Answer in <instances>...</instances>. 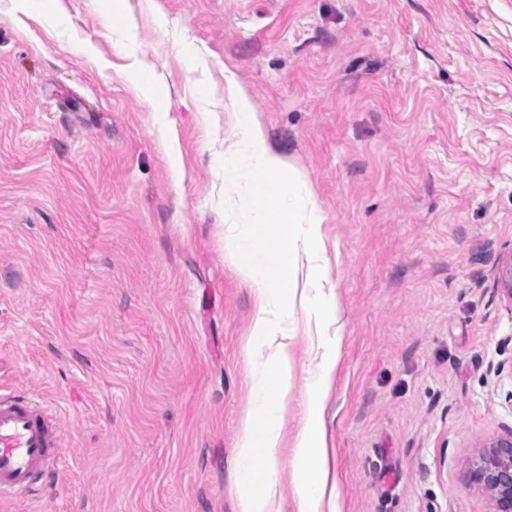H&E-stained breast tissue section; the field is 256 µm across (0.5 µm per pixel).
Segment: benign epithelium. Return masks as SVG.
I'll return each instance as SVG.
<instances>
[{"mask_svg":"<svg viewBox=\"0 0 512 512\" xmlns=\"http://www.w3.org/2000/svg\"><path fill=\"white\" fill-rule=\"evenodd\" d=\"M496 289L512 314V255L499 267ZM470 478L491 494L493 512H512V427L479 454L472 465Z\"/></svg>","mask_w":512,"mask_h":512,"instance_id":"1","label":"benign epithelium"}]
</instances>
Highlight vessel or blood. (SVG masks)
Returning <instances> with one entry per match:
<instances>
[{
	"mask_svg": "<svg viewBox=\"0 0 512 512\" xmlns=\"http://www.w3.org/2000/svg\"><path fill=\"white\" fill-rule=\"evenodd\" d=\"M60 439L56 418L29 393L0 395V494L30 492L57 461Z\"/></svg>",
	"mask_w": 512,
	"mask_h": 512,
	"instance_id": "1",
	"label": "vessel or blood"
}]
</instances>
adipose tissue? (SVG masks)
<instances>
[{"label":"adipose tissue","mask_w":512,"mask_h":512,"mask_svg":"<svg viewBox=\"0 0 512 512\" xmlns=\"http://www.w3.org/2000/svg\"><path fill=\"white\" fill-rule=\"evenodd\" d=\"M336 362V355L331 354L325 358L322 369L314 375L304 397L301 436L292 459L293 512H323V501L329 484L324 427L327 377Z\"/></svg>","instance_id":"obj_1"}]
</instances>
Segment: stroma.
Listing matches in <instances>:
<instances>
[{
	"label": "stroma",
	"mask_w": 512,
	"mask_h": 512,
	"mask_svg": "<svg viewBox=\"0 0 512 512\" xmlns=\"http://www.w3.org/2000/svg\"><path fill=\"white\" fill-rule=\"evenodd\" d=\"M108 6L0 0V393L63 424L0 512H239L257 304L224 252L228 73L326 216L339 321L289 319L283 500L324 333L323 512H491L466 472L512 426V0H128L130 36ZM130 81L142 98L152 107L157 125L162 129L167 128L169 123L167 113L160 104L163 85L162 75L155 71H143L142 68L138 67L130 73ZM496 289L508 312L512 315V256L504 260L498 270Z\"/></svg>",
	"instance_id": "obj_1"
}]
</instances>
